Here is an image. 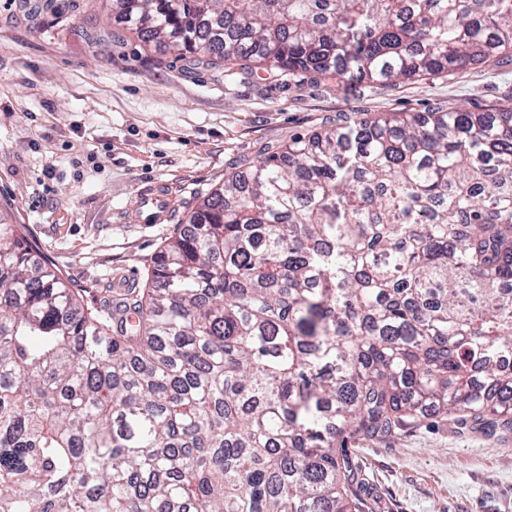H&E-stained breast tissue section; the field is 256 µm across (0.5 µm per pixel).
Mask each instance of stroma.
I'll return each mask as SVG.
<instances>
[{
    "label": "stroma",
    "mask_w": 512,
    "mask_h": 512,
    "mask_svg": "<svg viewBox=\"0 0 512 512\" xmlns=\"http://www.w3.org/2000/svg\"><path fill=\"white\" fill-rule=\"evenodd\" d=\"M111 0L63 14L0 9V221L21 224L85 308L153 260L201 194L291 138L381 113L512 108V65L346 87L319 74L243 80L188 68L118 27ZM152 182L176 194L168 223H141ZM368 512H512V432L437 414L348 443Z\"/></svg>",
    "instance_id": "1"
}]
</instances>
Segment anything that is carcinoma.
<instances>
[{
    "label": "carcinoma",
    "mask_w": 512,
    "mask_h": 512,
    "mask_svg": "<svg viewBox=\"0 0 512 512\" xmlns=\"http://www.w3.org/2000/svg\"><path fill=\"white\" fill-rule=\"evenodd\" d=\"M144 43L338 79L512 48V0H113ZM0 224V512H364L350 438L512 430V112L297 136L82 308Z\"/></svg>",
    "instance_id": "carcinoma-1"
}]
</instances>
